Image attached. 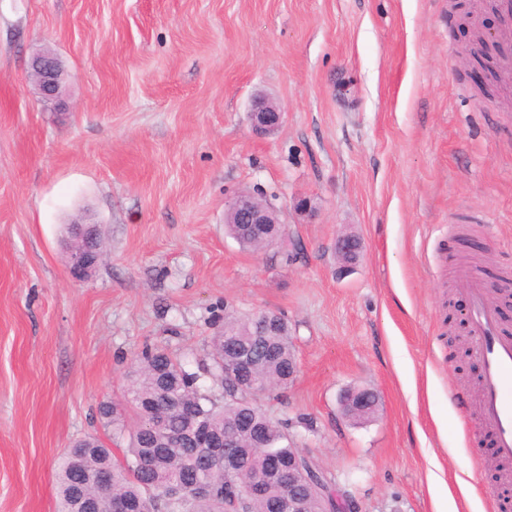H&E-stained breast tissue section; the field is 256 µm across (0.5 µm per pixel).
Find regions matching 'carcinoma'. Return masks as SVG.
Wrapping results in <instances>:
<instances>
[{
  "label": "carcinoma",
  "mask_w": 512,
  "mask_h": 512,
  "mask_svg": "<svg viewBox=\"0 0 512 512\" xmlns=\"http://www.w3.org/2000/svg\"><path fill=\"white\" fill-rule=\"evenodd\" d=\"M251 318L229 319L213 338L211 363L204 368L217 383L215 395L198 384L200 375L186 369V364L165 350L153 347L142 356L141 367L133 375L121 404L102 406L101 413L113 425V440L125 444L117 457L99 438L88 437L70 446L62 456L57 473L60 512H88L92 504L102 501L112 512H227V488L244 482L262 487V493L240 502L244 512H273V504L288 485L273 480L267 471L268 458L283 459L301 450L283 443L288 423L273 420L253 400L224 381V366L230 365L235 349L247 345ZM296 361L291 329L285 335L266 341L256 351L252 370L260 397H268L282 388L280 382L288 362ZM234 397L224 402V395ZM265 425V444L254 447L245 431L253 418ZM240 422L243 427L235 440L238 448L236 465L229 471L213 462L222 448L198 447L194 425L224 433V425ZM112 472V490L99 482V476ZM178 484H205L209 494H190L175 498L162 488Z\"/></svg>",
  "instance_id": "carcinoma-1"
}]
</instances>
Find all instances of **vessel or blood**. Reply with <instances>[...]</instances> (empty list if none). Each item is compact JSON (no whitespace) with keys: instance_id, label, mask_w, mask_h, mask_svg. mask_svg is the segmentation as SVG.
Returning <instances> with one entry per match:
<instances>
[{"instance_id":"b4317fda","label":"vessel or blood","mask_w":512,"mask_h":512,"mask_svg":"<svg viewBox=\"0 0 512 512\" xmlns=\"http://www.w3.org/2000/svg\"><path fill=\"white\" fill-rule=\"evenodd\" d=\"M456 272L469 285V334L481 367L478 424L491 436L498 459L512 463V336L488 298L486 282L469 265H458Z\"/></svg>"}]
</instances>
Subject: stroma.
Returning <instances> with one entry per match:
<instances>
[{"mask_svg":"<svg viewBox=\"0 0 512 512\" xmlns=\"http://www.w3.org/2000/svg\"><path fill=\"white\" fill-rule=\"evenodd\" d=\"M501 29L470 0H0V512H57L60 456L111 443L99 407L146 346L201 364L225 315L259 311L287 317L298 361L263 409L361 512H512V484L483 493L474 359L450 342L457 255L512 279V108L465 54L480 32L498 55ZM43 50L58 109L28 78ZM259 96L284 113L263 139ZM242 191L279 210L293 259L225 233ZM73 221L103 231L84 281ZM353 387L380 396L361 424ZM30 73L35 88L44 102L53 105L60 102L65 72L56 55L36 54L30 64Z\"/></svg>","mask_w":512,"mask_h":512,"instance_id":"stroma-1","label":"stroma"}]
</instances>
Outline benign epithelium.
<instances>
[{"mask_svg":"<svg viewBox=\"0 0 512 512\" xmlns=\"http://www.w3.org/2000/svg\"><path fill=\"white\" fill-rule=\"evenodd\" d=\"M30 73L35 88L42 100L48 104H56L62 96L65 72L56 55L52 53L36 54L30 64ZM250 127L254 135L269 137L283 123V112L273 100L266 97L256 98L249 112ZM236 224L243 225L242 237L252 243L262 244L268 248L284 244L285 228L280 224L278 211L266 202L258 199L250 192L235 195L227 204ZM75 234L84 238V242L76 246L70 245L69 271L76 280L89 278L99 260V253L92 245L96 238L94 227L84 229V225L73 223ZM356 237L342 234L336 238V252L342 263L350 266L356 263L351 253L356 251ZM255 328L253 336H277L280 334L282 320L274 311L260 312L253 317ZM254 363V355L248 348L237 351L233 365L238 378L234 381L236 389H250L255 392V384L247 376V371ZM368 391L354 388L343 398L342 411L361 413L374 408L378 400L365 399ZM305 484H319L325 491L322 512H359L356 501L338 488L329 485L322 469L308 455H296L288 459V499L275 504V512H308V500L302 491Z\"/></svg>","mask_w":512,"mask_h":512,"instance_id":"obj_1","label":"benign epithelium"}]
</instances>
